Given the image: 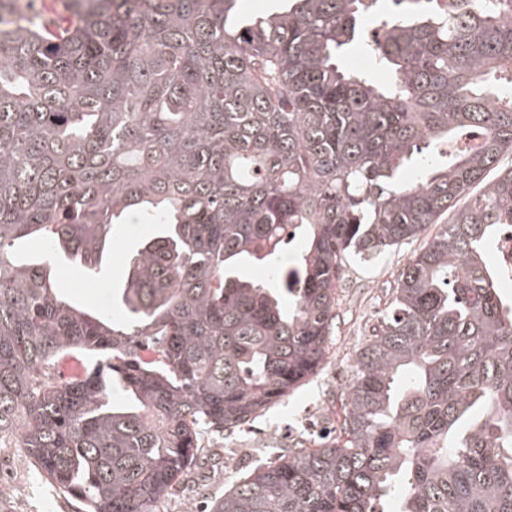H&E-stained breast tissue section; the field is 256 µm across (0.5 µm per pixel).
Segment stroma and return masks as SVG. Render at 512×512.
<instances>
[{"mask_svg": "<svg viewBox=\"0 0 512 512\" xmlns=\"http://www.w3.org/2000/svg\"><path fill=\"white\" fill-rule=\"evenodd\" d=\"M422 245V240H410L373 260L345 263L336 286L337 326L321 369L243 430L205 436L206 447L223 449L221 467L205 474L195 491L175 490L159 512H204L207 501L229 491L254 467L287 455L289 449L311 447L317 431L335 435L356 353L393 299L402 268ZM125 266L124 253L115 248L105 251L102 272L94 280L70 270L65 275L70 297L91 311L117 310L112 277ZM0 512H81V505L22 463L15 449L5 448L0 450Z\"/></svg>", "mask_w": 512, "mask_h": 512, "instance_id": "1", "label": "stroma"}]
</instances>
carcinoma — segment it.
I'll return each mask as SVG.
<instances>
[{"label":"carcinoma","instance_id":"cac0c4a2","mask_svg":"<svg viewBox=\"0 0 512 512\" xmlns=\"http://www.w3.org/2000/svg\"><path fill=\"white\" fill-rule=\"evenodd\" d=\"M64 2L51 20L0 0V442L83 512H157L209 464L202 433L317 372L348 257L437 224L336 437L210 512H382L393 493L399 512H512V297L487 259L512 225V169L488 179L512 152V0ZM356 43L390 83L346 64ZM133 215L163 230L131 252L116 322L74 304L57 258L92 275ZM34 240L44 261H20Z\"/></svg>","mask_w":512,"mask_h":512}]
</instances>
